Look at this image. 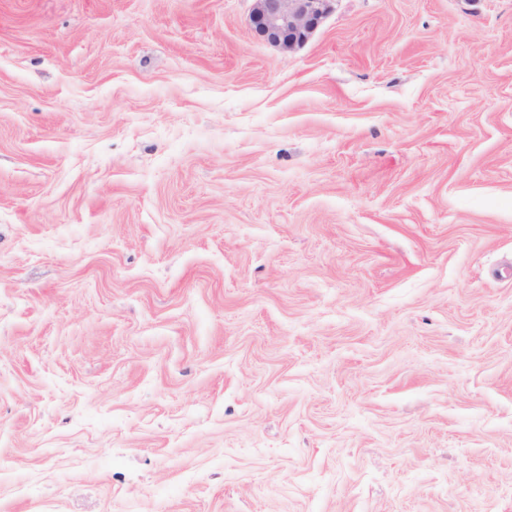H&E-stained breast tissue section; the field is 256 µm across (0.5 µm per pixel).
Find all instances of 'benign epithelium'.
Listing matches in <instances>:
<instances>
[{
	"instance_id": "7a95c632",
	"label": "benign epithelium",
	"mask_w": 512,
	"mask_h": 512,
	"mask_svg": "<svg viewBox=\"0 0 512 512\" xmlns=\"http://www.w3.org/2000/svg\"><path fill=\"white\" fill-rule=\"evenodd\" d=\"M250 26L260 40L291 53L304 46L337 0H253Z\"/></svg>"
}]
</instances>
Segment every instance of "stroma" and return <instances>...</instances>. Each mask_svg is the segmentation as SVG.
<instances>
[{"label": "stroma", "mask_w": 512, "mask_h": 512, "mask_svg": "<svg viewBox=\"0 0 512 512\" xmlns=\"http://www.w3.org/2000/svg\"><path fill=\"white\" fill-rule=\"evenodd\" d=\"M0 0V512H512V0ZM250 26L260 40L291 53L304 46L337 0H253Z\"/></svg>", "instance_id": "obj_1"}]
</instances>
